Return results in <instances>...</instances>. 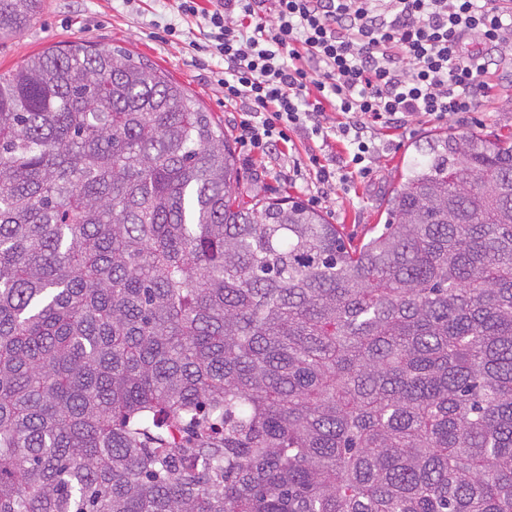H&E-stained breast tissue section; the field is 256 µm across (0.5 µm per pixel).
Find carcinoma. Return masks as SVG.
Returning <instances> with one entry per match:
<instances>
[{
  "instance_id": "1",
  "label": "carcinoma",
  "mask_w": 512,
  "mask_h": 512,
  "mask_svg": "<svg viewBox=\"0 0 512 512\" xmlns=\"http://www.w3.org/2000/svg\"><path fill=\"white\" fill-rule=\"evenodd\" d=\"M414 149L351 246L123 49L0 73V512H512V138Z\"/></svg>"
}]
</instances>
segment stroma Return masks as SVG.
Instances as JSON below:
<instances>
[{
  "label": "stroma",
  "mask_w": 512,
  "mask_h": 512,
  "mask_svg": "<svg viewBox=\"0 0 512 512\" xmlns=\"http://www.w3.org/2000/svg\"><path fill=\"white\" fill-rule=\"evenodd\" d=\"M170 23L182 29V37L168 36ZM198 35V28L187 26L173 0H45L32 25L0 44V73L15 70L48 48L75 41L105 50L120 48L148 60L185 87L213 113L228 137L236 138L238 111L224 103L221 60L193 48ZM472 130L489 138L512 135V75L497 78L490 98L475 111L444 121L414 120L401 129H377L369 173L344 174L328 191L312 174L294 178L290 171L312 153L345 154L346 142L334 134L322 139L301 130L291 132L288 143L275 154L239 156L243 199L291 198L315 206L355 246L382 229L387 199L400 181L404 161L414 154L415 143L437 132Z\"/></svg>",
  "instance_id": "stroma-1"
}]
</instances>
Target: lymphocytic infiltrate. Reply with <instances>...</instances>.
I'll list each match as a JSON object with an SVG mask.
<instances>
[{"label": "lymphocytic infiltrate", "mask_w": 512, "mask_h": 512, "mask_svg": "<svg viewBox=\"0 0 512 512\" xmlns=\"http://www.w3.org/2000/svg\"><path fill=\"white\" fill-rule=\"evenodd\" d=\"M210 2L177 0L182 15L206 22L207 47L224 62V101L249 112L238 140L250 151L287 141L291 129L324 135L331 110L343 116L342 164L353 169L373 156L376 128L474 111L492 76L512 69V8L501 0Z\"/></svg>", "instance_id": "f902f5d3"}]
</instances>
